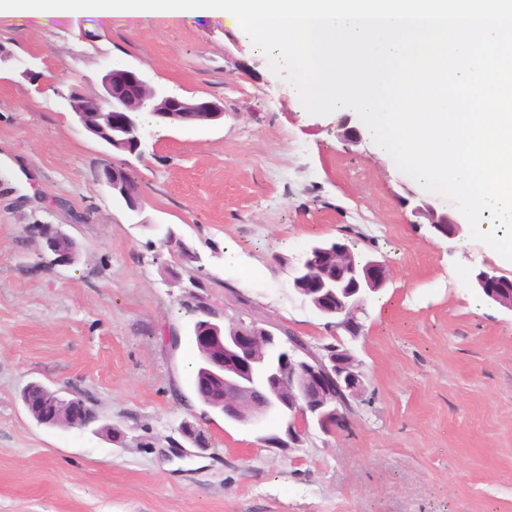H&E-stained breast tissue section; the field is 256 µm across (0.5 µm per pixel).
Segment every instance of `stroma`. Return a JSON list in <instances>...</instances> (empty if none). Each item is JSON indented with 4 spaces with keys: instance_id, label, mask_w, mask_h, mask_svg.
I'll use <instances>...</instances> for the list:
<instances>
[{
    "instance_id": "obj_1",
    "label": "stroma",
    "mask_w": 512,
    "mask_h": 512,
    "mask_svg": "<svg viewBox=\"0 0 512 512\" xmlns=\"http://www.w3.org/2000/svg\"><path fill=\"white\" fill-rule=\"evenodd\" d=\"M0 46V512H512V313L473 283L495 258L470 233L410 223L404 198L456 207L372 140L344 145L336 126L356 113H307L247 35L204 12L0 19ZM112 68L218 102L224 118L149 123L140 157L111 150L67 97ZM112 165L143 193L140 212L98 185ZM37 224L69 234L77 261L54 264ZM336 237L389 269L355 338L292 284L307 244ZM197 295L351 349L366 385L356 414L278 448L266 440L284 420L205 413L190 386ZM33 382L87 396L97 423H37L22 401Z\"/></svg>"
}]
</instances>
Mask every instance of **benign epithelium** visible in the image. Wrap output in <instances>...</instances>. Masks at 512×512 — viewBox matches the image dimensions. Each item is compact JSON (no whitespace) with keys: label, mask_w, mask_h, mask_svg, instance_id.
Here are the masks:
<instances>
[{"label":"benign epithelium","mask_w":512,"mask_h":512,"mask_svg":"<svg viewBox=\"0 0 512 512\" xmlns=\"http://www.w3.org/2000/svg\"><path fill=\"white\" fill-rule=\"evenodd\" d=\"M124 88L160 98L166 117L175 123L185 122L193 112L203 113L208 121L224 118L223 106L215 101L184 99L151 83L138 71L112 69L101 77L100 91L90 96L79 92L70 94L69 106L77 123L99 140L100 130L118 117L126 133L125 140L141 149L142 131L131 118L135 109L128 98L116 94ZM336 136L352 146L364 141L361 130L344 122L337 125ZM403 204L407 206L410 201L405 199ZM410 214L425 219L436 236L453 238L463 231L464 223L458 216L440 212L422 198L412 205ZM39 237L55 255L54 262H72L63 247L69 235L57 227L42 224ZM298 273L296 286L315 295L319 312L331 318L328 328L357 335L363 330L361 315L366 296L384 287L389 276L386 263L379 260L371 259L359 270L350 267L345 244L336 240L308 246ZM500 278L496 267L484 266L475 274L476 290L512 312V291L499 288ZM202 312L211 320L206 323L209 332L199 338L198 346L210 353L212 373L224 374V387L215 390L205 381L201 390L215 394L223 402L227 420L254 426L277 414L288 419L289 444L300 446L308 437L310 427L316 426L328 435L341 424L344 415L336 393L355 403L362 400L364 375L344 360L342 352L319 356L312 347L289 342L256 321L231 319L229 330L222 333L214 322L217 315L206 308ZM262 342L269 346L271 356L260 362L255 359V351ZM35 407L44 423H54L64 415L69 427L81 430L86 426L85 404L78 397L67 399L58 393L44 394Z\"/></svg>","instance_id":"1"}]
</instances>
